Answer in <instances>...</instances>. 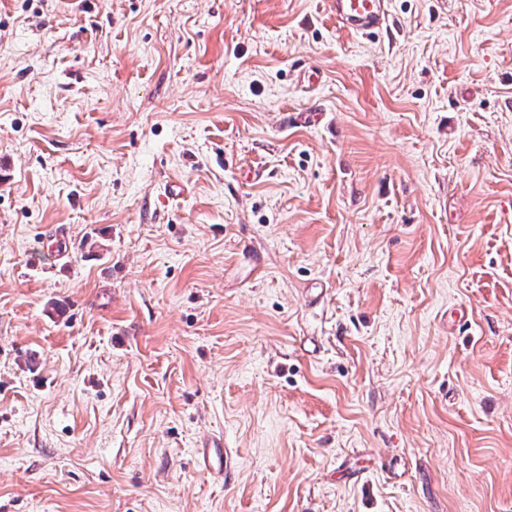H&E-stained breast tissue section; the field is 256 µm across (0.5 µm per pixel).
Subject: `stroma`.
Here are the masks:
<instances>
[{"instance_id":"1","label":"stroma","mask_w":512,"mask_h":512,"mask_svg":"<svg viewBox=\"0 0 512 512\" xmlns=\"http://www.w3.org/2000/svg\"><path fill=\"white\" fill-rule=\"evenodd\" d=\"M328 2L0 0V512H512V0ZM336 24L357 36H370L387 28L390 18L386 0H330ZM224 442L220 436H204L197 444L199 461L206 469L223 472L224 482L228 483L234 474L236 462L228 448H224Z\"/></svg>"}]
</instances>
